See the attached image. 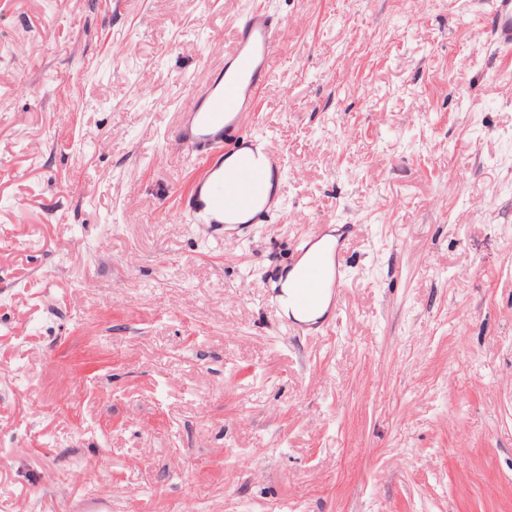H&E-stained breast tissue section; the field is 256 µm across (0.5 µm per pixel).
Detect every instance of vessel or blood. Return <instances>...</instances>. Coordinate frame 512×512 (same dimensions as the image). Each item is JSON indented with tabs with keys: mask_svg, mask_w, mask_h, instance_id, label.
<instances>
[{
	"mask_svg": "<svg viewBox=\"0 0 512 512\" xmlns=\"http://www.w3.org/2000/svg\"><path fill=\"white\" fill-rule=\"evenodd\" d=\"M491 3V33L499 45H512V0ZM283 26L268 8L252 9L239 23L223 67L193 87L181 106L179 140L196 152L205 173L179 197L178 208L208 230L243 214L251 223L263 222L281 210L273 186L286 172L284 156L268 136L248 133L245 126L256 115L261 86L275 77L272 61ZM307 251L299 246L295 280L288 293L276 294V306L309 314L343 288L348 270L341 246L331 244L325 258L316 260Z\"/></svg>",
	"mask_w": 512,
	"mask_h": 512,
	"instance_id": "obj_1",
	"label": "vessel or blood"
}]
</instances>
